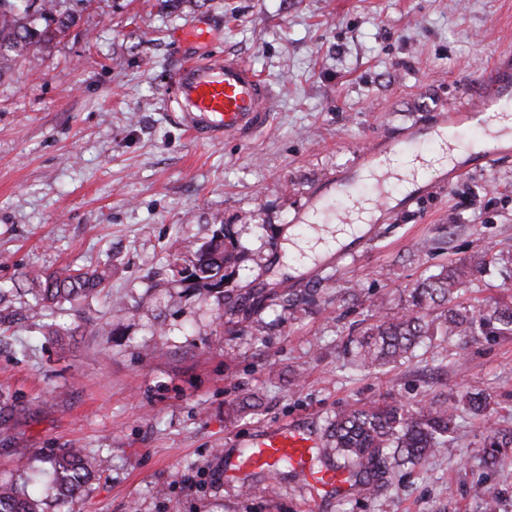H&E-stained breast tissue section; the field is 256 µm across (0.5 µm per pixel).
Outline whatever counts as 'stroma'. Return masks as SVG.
Segmentation results:
<instances>
[{
  "mask_svg": "<svg viewBox=\"0 0 512 512\" xmlns=\"http://www.w3.org/2000/svg\"><path fill=\"white\" fill-rule=\"evenodd\" d=\"M67 36L36 48V63L0 60V285L14 315L0 324V481L43 478V457L81 448L102 468L79 496L44 512H482L476 487L512 512V447L486 466L479 417L460 413L456 442L421 468H401L375 492L317 494L320 449L307 469L281 465L228 483L224 472L261 435L298 425L322 438L344 404L408 406L463 390L489 394L512 430V336L421 344L381 370L343 353L378 298L393 310L441 267L512 254V147L489 165L369 222L339 263L298 269L297 243L351 216L384 185L337 175L370 143L399 139L484 98L481 71L512 72V0H73ZM208 40L187 38L189 26ZM240 56L272 84L267 125L211 144L175 123L167 96L183 56ZM312 212L313 224L302 223ZM241 260L231 295L293 288L266 309L262 335L224 333L215 298L175 276L174 250L193 253L216 230ZM107 271V293L35 310L29 270ZM361 291L348 296L346 289ZM132 311L114 315L113 299ZM512 298V266L474 278L465 303ZM59 325L62 335L50 333ZM246 401L250 407L231 414ZM31 461L16 470L17 457ZM277 481L272 498L245 486Z\"/></svg>",
  "mask_w": 512,
  "mask_h": 512,
  "instance_id": "obj_1",
  "label": "stroma"
}]
</instances>
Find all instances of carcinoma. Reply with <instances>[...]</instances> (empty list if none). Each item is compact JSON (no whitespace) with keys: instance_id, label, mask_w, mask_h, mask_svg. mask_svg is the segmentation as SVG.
<instances>
[{"instance_id":"obj_1","label":"carcinoma","mask_w":512,"mask_h":512,"mask_svg":"<svg viewBox=\"0 0 512 512\" xmlns=\"http://www.w3.org/2000/svg\"><path fill=\"white\" fill-rule=\"evenodd\" d=\"M66 0H0V54L12 51L23 56L32 44L48 46L63 37L75 23L73 13L62 8ZM45 26H32L36 18ZM240 259L236 247L223 232L195 252V259L181 253L172 255V265L180 281L217 296L219 302L236 305L224 294L226 270ZM487 262L476 267L461 265L442 268L409 291L407 306L392 312L388 301L381 300L372 314V322L357 336L348 337L344 351L351 361L364 369L398 364L413 356L425 338L512 335V300L496 301L487 309H476L460 301L468 291V279L481 272ZM42 283V300L48 307L73 303L90 293L106 288V275L95 271L67 269L32 274ZM254 313L293 301L288 291L257 288L250 295ZM476 416L484 415L488 398L479 392H465L449 404L431 398L416 408L396 401L374 402L368 406L347 404L332 418L326 431V452L336 459V468L348 473L354 485L369 490L385 479L390 471L424 465L429 458L454 440L455 419L459 407ZM486 436L482 444L487 462L496 464L503 448L512 447V434L500 431L497 423L485 419ZM97 466L95 458L79 448H69L50 460L49 481L40 494L30 495L14 484L0 485V512H41L42 499L54 498L59 504L77 496Z\"/></svg>"}]
</instances>
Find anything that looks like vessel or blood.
I'll list each match as a JSON object with an SVG mask.
<instances>
[{"label":"vessel or blood","mask_w":512,"mask_h":512,"mask_svg":"<svg viewBox=\"0 0 512 512\" xmlns=\"http://www.w3.org/2000/svg\"><path fill=\"white\" fill-rule=\"evenodd\" d=\"M168 97L175 106L177 123L196 139L217 141L228 136L245 137L265 126L273 91L241 59H190L176 71ZM480 109L483 113L481 124L486 133L483 154L485 162L489 163L497 152L496 127L506 121L512 122V112L494 107L489 100L483 102ZM471 118V113H462L459 120L427 127L425 134L431 138H453ZM407 154V143L403 140L388 147L376 144L361 154V167L369 171L389 163L393 156ZM314 446L309 435L298 431L273 434L259 440L236 468L240 471L250 468L271 470L286 458L303 469ZM312 480L331 496H343L351 490L347 479L338 470L322 471L313 475Z\"/></svg>","instance_id":"obj_1"}]
</instances>
